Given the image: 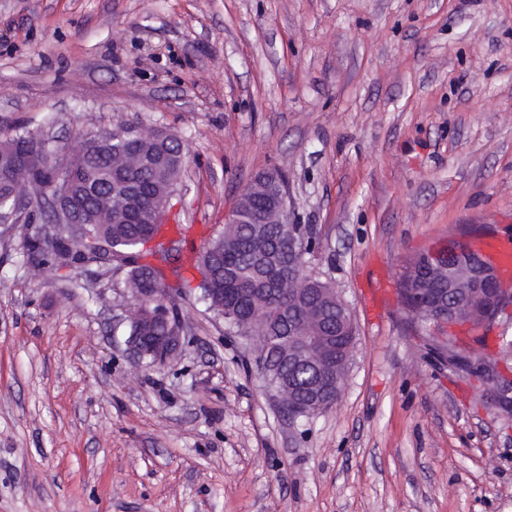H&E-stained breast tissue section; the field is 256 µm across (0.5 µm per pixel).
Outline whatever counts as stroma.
Returning a JSON list of instances; mask_svg holds the SVG:
<instances>
[{
	"instance_id": "1",
	"label": "stroma",
	"mask_w": 512,
	"mask_h": 512,
	"mask_svg": "<svg viewBox=\"0 0 512 512\" xmlns=\"http://www.w3.org/2000/svg\"><path fill=\"white\" fill-rule=\"evenodd\" d=\"M130 122L181 136L169 221L195 245L286 176L309 268L354 313L348 377L289 418L259 340L195 297L180 355L133 366L125 270L30 277L0 227V512H512V405L396 293L448 238H512V0H0V132L73 148ZM450 332L512 384V306ZM434 353L441 359L448 361V364L464 367L471 373H479L490 379V362L486 359L473 361L470 357L458 353L455 347L446 340L435 339L433 344ZM463 358V359H462Z\"/></svg>"
}]
</instances>
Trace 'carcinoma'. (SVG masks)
<instances>
[{
	"label": "carcinoma",
	"instance_id": "carcinoma-1",
	"mask_svg": "<svg viewBox=\"0 0 512 512\" xmlns=\"http://www.w3.org/2000/svg\"><path fill=\"white\" fill-rule=\"evenodd\" d=\"M133 139L130 127L114 134L91 135L84 139L78 153L56 157L54 164L35 169L15 160L13 153L21 145L29 153H44L45 141L18 127L0 137V199L10 197L18 186L39 184L62 198L76 216L90 225V230L107 242L112 265L126 269L120 294L136 308L133 316L122 323L124 336L168 335V323L152 298L157 288L165 289L163 297L168 308L176 309L191 294H197L214 316L223 319L238 336L251 332L262 340L288 336L300 309H293L285 317L280 310L288 308V279L302 270L303 263L288 238V225L255 223L273 204L274 195H253L244 208L246 223L224 225L222 232L197 252L189 253L185 248L187 228L172 244L160 240L147 251L144 243L161 237L165 228L157 220V204L174 194L186 153L180 143L143 147L140 152L149 156V164L133 169L127 166ZM131 181L144 186L150 194L146 224L128 223L121 200L103 203L111 192L123 191L125 183ZM43 202L41 193L34 192L29 198L28 220L33 229L22 243L28 271L36 275L47 267H83L90 260L89 251L83 240L71 233V225H56L55 238L50 242L41 238L39 227L47 223L43 219ZM189 269L202 272L201 282L191 292L187 291L190 280L185 277ZM315 287L317 290L304 304L318 305L325 311L329 327L326 335L332 336L336 333V304L321 299L319 292L330 284L322 282ZM428 289L430 285L425 282L415 285L406 275L400 276L398 295L405 304L424 299ZM284 372L298 384H306L312 377L309 371L293 372L275 359L271 366L260 367L268 385L277 383Z\"/></svg>",
	"mask_w": 512,
	"mask_h": 512
}]
</instances>
